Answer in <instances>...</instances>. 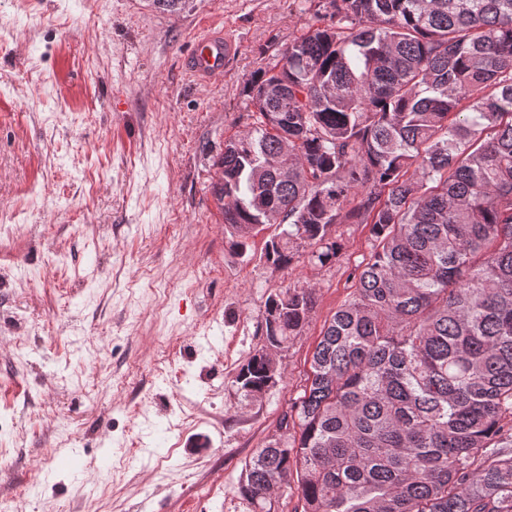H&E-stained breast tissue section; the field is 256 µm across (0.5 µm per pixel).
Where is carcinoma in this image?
<instances>
[{
	"instance_id": "cac0c4a2",
	"label": "carcinoma",
	"mask_w": 512,
	"mask_h": 512,
	"mask_svg": "<svg viewBox=\"0 0 512 512\" xmlns=\"http://www.w3.org/2000/svg\"><path fill=\"white\" fill-rule=\"evenodd\" d=\"M313 24L243 87L250 126L224 140L212 194L246 252L336 262L335 224H367L370 258L325 324L288 436L243 469L298 512H512V0H310ZM316 303L265 305L287 348ZM257 349L233 386L283 380ZM275 488L279 489L282 494L288 493V495H285L280 500L275 494L271 497L267 496L263 510L271 509L272 512H294L295 507L298 505V493L295 484H292V488L290 489L288 488V482L278 483ZM278 503L279 510H277Z\"/></svg>"
}]
</instances>
